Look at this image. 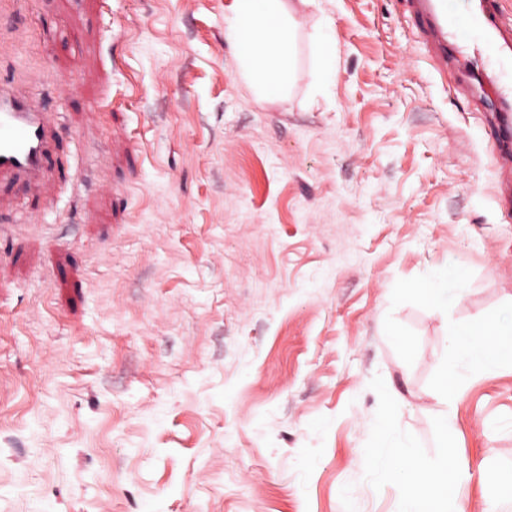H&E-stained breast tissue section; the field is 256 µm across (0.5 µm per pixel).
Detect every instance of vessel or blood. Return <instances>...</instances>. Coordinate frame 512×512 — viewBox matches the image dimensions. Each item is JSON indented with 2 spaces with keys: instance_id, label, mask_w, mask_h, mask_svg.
<instances>
[{
  "instance_id": "b4317fda",
  "label": "vessel or blood",
  "mask_w": 512,
  "mask_h": 512,
  "mask_svg": "<svg viewBox=\"0 0 512 512\" xmlns=\"http://www.w3.org/2000/svg\"><path fill=\"white\" fill-rule=\"evenodd\" d=\"M421 34L434 58L447 63L460 52L479 100L495 116L502 164L512 176V18L499 0H411ZM62 132L31 92L0 81V180L38 186L51 171Z\"/></svg>"
}]
</instances>
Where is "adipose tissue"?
I'll use <instances>...</instances> for the list:
<instances>
[{"mask_svg":"<svg viewBox=\"0 0 512 512\" xmlns=\"http://www.w3.org/2000/svg\"><path fill=\"white\" fill-rule=\"evenodd\" d=\"M297 32L288 0H233L224 17V39L237 53L243 77L268 97L282 96L288 87ZM465 282L459 271L437 267L426 288L430 309L440 313L455 305ZM450 344L458 381L495 370L498 349L512 351V302L500 306L482 329L455 328ZM371 474L401 489L400 512H463L456 490L465 476L452 450L420 453L400 427L381 431L371 452Z\"/></svg>","mask_w":512,"mask_h":512,"instance_id":"1","label":"adipose tissue"}]
</instances>
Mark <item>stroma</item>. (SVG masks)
<instances>
[{
    "label": "stroma",
    "mask_w": 512,
    "mask_h": 512,
    "mask_svg": "<svg viewBox=\"0 0 512 512\" xmlns=\"http://www.w3.org/2000/svg\"><path fill=\"white\" fill-rule=\"evenodd\" d=\"M231 3L0 0V80L66 128L39 189L0 185V512H397L367 476L390 423L484 512L512 362L432 393L449 330L512 300L490 115L408 0H288V95L257 96ZM321 36L316 42V50L321 61L323 72L328 76L332 73L335 61L333 54L331 53L332 38L329 33L330 26L327 22L321 24ZM465 282V277L448 265L437 267L424 288L430 309L440 313L455 305L465 293Z\"/></svg>",
    "instance_id": "35a3bbf8"
}]
</instances>
